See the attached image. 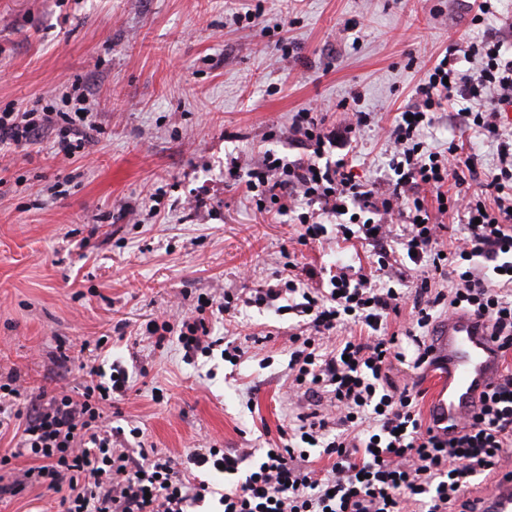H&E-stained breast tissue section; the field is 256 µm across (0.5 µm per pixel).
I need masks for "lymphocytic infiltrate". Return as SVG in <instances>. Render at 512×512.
Wrapping results in <instances>:
<instances>
[{"instance_id": "f902f5d3", "label": "lymphocytic infiltrate", "mask_w": 512, "mask_h": 512, "mask_svg": "<svg viewBox=\"0 0 512 512\" xmlns=\"http://www.w3.org/2000/svg\"><path fill=\"white\" fill-rule=\"evenodd\" d=\"M458 99L478 101L477 109L465 111L466 126L497 145L494 172L470 194L446 186L459 168L475 171V155L462 154L453 141L440 151L418 139L421 124ZM64 101L73 111L38 100L1 110L0 145L24 147L49 132L59 154L71 157L97 125L87 92L73 91ZM510 110L512 40L486 36L448 49L415 87L405 115L384 132L392 174L382 181L358 180L348 158L366 113H347L332 130L321 108L294 113L291 128L307 156L290 161L264 153L246 171L247 196L259 212L296 214L300 245L322 239L325 217L345 209L353 222L337 225V235L376 248L374 271L340 264L322 281L314 270L299 275L291 261L287 277L248 298L268 306L291 300L303 322L288 336L286 396L327 398V410L297 414L257 455L220 448L188 454L187 465L233 475L217 491L181 477L169 456L143 451L135 457L115 448L104 413L128 390L120 373L107 389L90 383L31 399L14 446L0 456L4 466L30 460L16 488L36 484L60 493L62 512H193L211 495L221 512H478V500L465 498V489L512 455V368H503L446 439L424 423L417 385L396 386L389 372L404 361L416 370L431 367L429 328L436 315L458 309L483 318L499 352L512 353V137L502 129ZM435 205L460 224L439 220ZM396 217L405 224L408 266L382 246ZM488 262L495 273L486 272ZM381 276L414 287L384 288L376 283ZM238 299L229 290L218 305L198 298L179 321L160 314L148 330L157 343L173 336L185 352L208 353L210 318L230 313ZM347 327L358 328V335H344ZM407 339L416 347L411 359ZM309 446L327 458L326 467H313L304 455Z\"/></svg>"}]
</instances>
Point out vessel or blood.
Masks as SVG:
<instances>
[{
	"label": "vessel or blood",
	"instance_id": "vessel-or-blood-1",
	"mask_svg": "<svg viewBox=\"0 0 512 512\" xmlns=\"http://www.w3.org/2000/svg\"><path fill=\"white\" fill-rule=\"evenodd\" d=\"M432 344L440 381L427 411L434 431L449 436L487 391L501 368V356L484 320L470 312L439 321ZM486 512H512V476L495 483L486 497Z\"/></svg>",
	"mask_w": 512,
	"mask_h": 512
}]
</instances>
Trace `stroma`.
<instances>
[{"label":"stroma","instance_id":"35a3bbf8","mask_svg":"<svg viewBox=\"0 0 512 512\" xmlns=\"http://www.w3.org/2000/svg\"><path fill=\"white\" fill-rule=\"evenodd\" d=\"M256 9L261 26L239 22ZM469 18L467 0H0V108L38 96L58 105L79 82L100 128L67 161L48 135L0 149V377L17 373L36 396L117 364L131 388L109 427L140 428L145 446L180 465L193 446L264 447L265 429L309 406L280 398L295 316L243 306L213 318L205 356L156 346L145 326L163 309L181 316L199 294L274 282L287 250L316 268L369 264V245H299L295 221L259 214L224 164L303 155L291 117L321 102L332 126L344 110L368 113L355 172L379 180L390 156L377 125L393 124L450 45L512 34V0L488 29ZM230 341L246 351L235 365L224 360ZM26 465L0 467V512H58L55 492L13 491Z\"/></svg>","mask_w":512,"mask_h":512}]
</instances>
